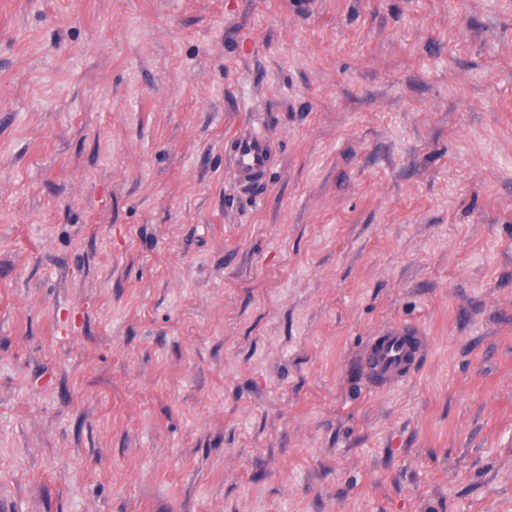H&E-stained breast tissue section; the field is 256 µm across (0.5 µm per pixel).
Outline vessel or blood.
Instances as JSON below:
<instances>
[{
	"mask_svg": "<svg viewBox=\"0 0 512 512\" xmlns=\"http://www.w3.org/2000/svg\"><path fill=\"white\" fill-rule=\"evenodd\" d=\"M271 154L269 140L258 129L238 134L230 145L235 179L243 184L260 180L269 167ZM422 353L423 344L417 333L391 326L370 339L362 352V363L373 380L403 378L418 363Z\"/></svg>",
	"mask_w": 512,
	"mask_h": 512,
	"instance_id": "1",
	"label": "vessel or blood"
}]
</instances>
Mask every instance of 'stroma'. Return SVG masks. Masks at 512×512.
I'll return each instance as SVG.
<instances>
[{"label":"stroma","instance_id":"1","mask_svg":"<svg viewBox=\"0 0 512 512\" xmlns=\"http://www.w3.org/2000/svg\"><path fill=\"white\" fill-rule=\"evenodd\" d=\"M3 496L512 512V0H0ZM272 149L267 137L255 127L238 134L230 145L231 168L242 184L260 180L267 171ZM423 343L414 331L388 327L380 336H373L362 352V363L374 381L404 378L418 363Z\"/></svg>","mask_w":512,"mask_h":512}]
</instances>
